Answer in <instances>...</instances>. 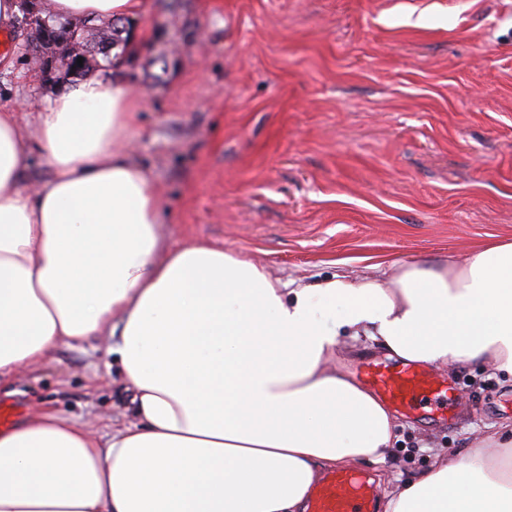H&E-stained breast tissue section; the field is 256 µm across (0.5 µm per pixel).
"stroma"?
Here are the masks:
<instances>
[{
  "mask_svg": "<svg viewBox=\"0 0 512 512\" xmlns=\"http://www.w3.org/2000/svg\"><path fill=\"white\" fill-rule=\"evenodd\" d=\"M121 72L139 100L132 156L173 245L206 242L303 280L424 258L462 262L512 238V0H147ZM0 105L60 92L7 39ZM433 379L442 411L400 413L386 464L406 481L512 420V378L472 365ZM0 393L31 409L118 420L130 393L105 347L57 348Z\"/></svg>",
  "mask_w": 512,
  "mask_h": 512,
  "instance_id": "stroma-1",
  "label": "stroma"
}]
</instances>
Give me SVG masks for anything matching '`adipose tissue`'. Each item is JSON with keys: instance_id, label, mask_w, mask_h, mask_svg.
I'll return each instance as SVG.
<instances>
[{"instance_id": "1", "label": "adipose tissue", "mask_w": 512, "mask_h": 512, "mask_svg": "<svg viewBox=\"0 0 512 512\" xmlns=\"http://www.w3.org/2000/svg\"><path fill=\"white\" fill-rule=\"evenodd\" d=\"M56 20L132 18L145 0H49ZM131 89L69 86L36 119L0 106V380L113 337L131 398L100 433L40 411L0 431V512H306L333 469L385 462L398 419L341 363L340 337L405 364L512 376V240L463 263L284 283L232 250L166 244L129 156ZM51 170L24 185L31 154ZM383 512H512V423L465 463L386 488Z\"/></svg>"}]
</instances>
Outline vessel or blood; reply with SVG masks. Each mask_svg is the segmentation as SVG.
<instances>
[{"mask_svg": "<svg viewBox=\"0 0 512 512\" xmlns=\"http://www.w3.org/2000/svg\"><path fill=\"white\" fill-rule=\"evenodd\" d=\"M366 377L375 389L392 405L410 408L412 402L430 407L443 402L426 370L394 368L381 363H369ZM375 491L368 481L348 473H333L315 490L309 512H374Z\"/></svg>", "mask_w": 512, "mask_h": 512, "instance_id": "vessel-or-blood-1", "label": "vessel or blood"}]
</instances>
